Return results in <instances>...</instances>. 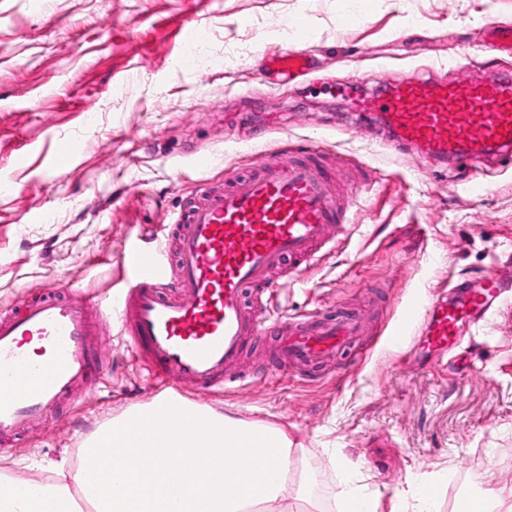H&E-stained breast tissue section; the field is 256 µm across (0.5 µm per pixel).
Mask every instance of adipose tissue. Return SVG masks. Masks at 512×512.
Instances as JSON below:
<instances>
[{"instance_id": "ef3b65f1", "label": "adipose tissue", "mask_w": 512, "mask_h": 512, "mask_svg": "<svg viewBox=\"0 0 512 512\" xmlns=\"http://www.w3.org/2000/svg\"><path fill=\"white\" fill-rule=\"evenodd\" d=\"M297 455L278 426L157 397L113 417L56 476L0 473V512H296Z\"/></svg>"}]
</instances>
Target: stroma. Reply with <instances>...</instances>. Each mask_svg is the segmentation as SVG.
<instances>
[{
  "mask_svg": "<svg viewBox=\"0 0 512 512\" xmlns=\"http://www.w3.org/2000/svg\"><path fill=\"white\" fill-rule=\"evenodd\" d=\"M497 22L512 23V0H0V315L51 284L109 309L129 276L125 242L173 234L202 185L258 172L282 134L313 140L354 201L349 222L293 287L246 298L297 316L354 313L364 333L305 373L278 367V330L249 337L227 370L238 385L205 395L207 406L285 429L326 503L333 454L377 512H398L431 473L444 477L440 512L512 485V309L475 330L471 352L389 339L408 307L453 281L512 278V166L473 196L464 173L356 134L343 92L511 75L512 53L485 40ZM300 24L314 70L271 84L264 59ZM199 148L214 166H195ZM98 331L102 377L0 446V470L48 477L100 425L153 399L120 324Z\"/></svg>",
  "mask_w": 512,
  "mask_h": 512,
  "instance_id": "35a3bbf8",
  "label": "stroma"
}]
</instances>
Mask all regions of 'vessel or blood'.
Returning a JSON list of instances; mask_svg holds the SVG:
<instances>
[{"instance_id": "b4317fda", "label": "vessel or blood", "mask_w": 512, "mask_h": 512, "mask_svg": "<svg viewBox=\"0 0 512 512\" xmlns=\"http://www.w3.org/2000/svg\"><path fill=\"white\" fill-rule=\"evenodd\" d=\"M313 67L303 46L266 57L265 72L293 81ZM365 127L381 125L396 153L429 155L441 162L512 165V78L480 77L453 84L425 78L402 82L352 102ZM320 150L281 137L262 173L235 179L177 218L176 256L166 265L161 247L131 243L123 258L133 276L113 309L127 343L157 392L189 384L206 393L225 386V369L242 355L247 337L283 324L279 354L315 366L343 351L360 330L344 314L297 319L274 309L249 312L244 289L268 287V274L288 258L316 260L329 227L348 221L338 206ZM505 285L484 276L452 286L447 295L409 309L391 338L417 337L448 354L464 328L478 326L504 302ZM97 308L87 299L47 288L21 314L0 318V444L18 436L35 417L58 407L87 382ZM42 343L44 360L31 361L24 346Z\"/></svg>"}]
</instances>
